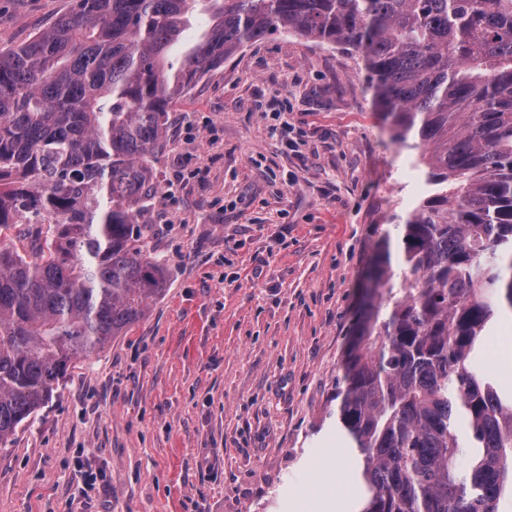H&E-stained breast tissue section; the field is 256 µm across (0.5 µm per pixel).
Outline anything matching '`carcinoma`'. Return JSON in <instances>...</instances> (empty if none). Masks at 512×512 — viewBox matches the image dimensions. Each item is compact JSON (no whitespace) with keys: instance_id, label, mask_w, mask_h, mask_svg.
<instances>
[{"instance_id":"1","label":"carcinoma","mask_w":512,"mask_h":512,"mask_svg":"<svg viewBox=\"0 0 512 512\" xmlns=\"http://www.w3.org/2000/svg\"><path fill=\"white\" fill-rule=\"evenodd\" d=\"M282 33L354 52L393 141L454 186L382 237L336 380L360 512H499L512 394L475 357L512 311V0H73L0 52V444L164 294L140 218L172 103ZM25 209L57 217L34 249L11 238Z\"/></svg>"}]
</instances>
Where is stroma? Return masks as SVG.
Wrapping results in <instances>:
<instances>
[{
    "label": "stroma",
    "mask_w": 512,
    "mask_h": 512,
    "mask_svg": "<svg viewBox=\"0 0 512 512\" xmlns=\"http://www.w3.org/2000/svg\"><path fill=\"white\" fill-rule=\"evenodd\" d=\"M72 0H0V50ZM145 220L165 294L0 445V512H360L336 378L377 241L430 189L357 57L248 44L172 106ZM183 181L172 183L179 163ZM512 318L484 372L512 392Z\"/></svg>",
    "instance_id": "1"
}]
</instances>
